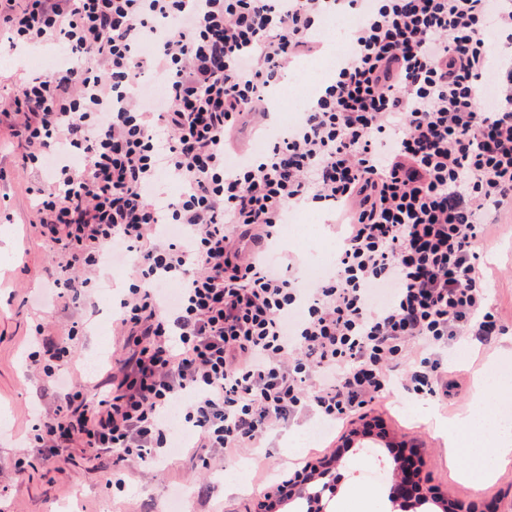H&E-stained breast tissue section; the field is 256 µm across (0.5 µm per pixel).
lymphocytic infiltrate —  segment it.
<instances>
[{
  "instance_id": "lymphocytic-infiltrate-1",
  "label": "lymphocytic infiltrate",
  "mask_w": 512,
  "mask_h": 512,
  "mask_svg": "<svg viewBox=\"0 0 512 512\" xmlns=\"http://www.w3.org/2000/svg\"><path fill=\"white\" fill-rule=\"evenodd\" d=\"M347 9V54L287 131L241 151L287 64ZM11 49L69 66L0 101L35 178L59 287L133 257L109 388L63 386L31 447L107 452L123 485L191 434L231 458L308 414L338 425L404 389L447 402L441 352L500 330L480 247L512 210V0H5ZM156 72L158 95L141 93ZM179 183L168 197L166 180ZM343 244L309 287L260 250L306 205Z\"/></svg>"
}]
</instances>
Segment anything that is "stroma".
Instances as JSON below:
<instances>
[{"mask_svg": "<svg viewBox=\"0 0 512 512\" xmlns=\"http://www.w3.org/2000/svg\"><path fill=\"white\" fill-rule=\"evenodd\" d=\"M31 183L21 165L17 140L8 123L0 124V512H58L68 504L74 512H165L174 489L187 488L191 496L185 512H255L259 496L256 471L277 473L283 464L308 456L318 459L343 451L339 473L342 477L329 508L331 512H392L390 489L395 462L388 447L378 454L386 470L380 486L370 489L360 484L354 462L359 448L344 443L355 428L369 420L380 424L405 443L421 462L419 479L432 494L475 508L476 512H512V463L499 464L495 455L485 454L483 446L463 453L456 464H449L445 442L436 432V424L471 413L476 403H484V412L496 416L497 402L491 401L487 380L501 376L512 367V222L493 225L481 250L484 267L494 281L491 302L502 330L490 344L462 342L447 351L448 363L460 370L464 393L455 404L442 407L400 392L375 405L365 416L355 417L333 429L314 445L304 446L302 436L315 424L307 415L289 421L271 431L263 448L245 452L251 472L242 479V493L226 495V475L235 471L236 461L221 458L202 467L201 449L187 448L173 457L154 476L142 479L138 467H131L130 485L120 491L112 487L109 455L56 469L53 461L36 458L27 435L34 419L52 412L55 395L46 379L28 360L35 345L34 328L43 324L56 342H70L74 356L75 380L89 381L98 388L108 375L107 367L97 365L98 356L112 357L120 352L121 339L113 333V318L105 307V283L121 287L127 271L109 268L103 274V287L91 296L51 301L47 295L54 287L58 257L44 241L35 225ZM314 238L290 236L288 253L297 259L300 278H307L309 266L319 252L314 240L338 241L330 213L321 211ZM83 326V334L67 340L72 322ZM484 456L492 480L476 476L463 479L470 460ZM34 459L35 467L18 474L19 458Z\"/></svg>", "mask_w": 512, "mask_h": 512, "instance_id": "obj_1", "label": "stroma"}]
</instances>
